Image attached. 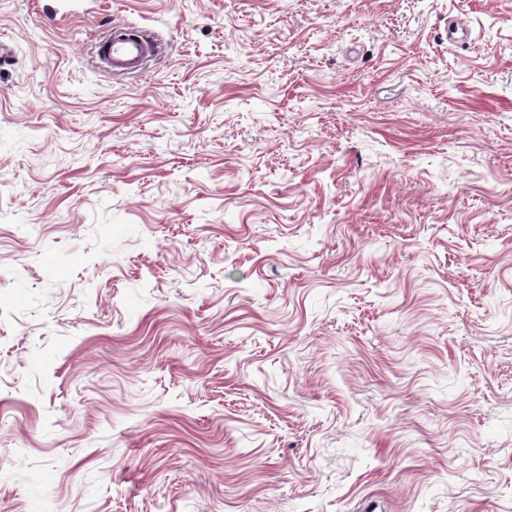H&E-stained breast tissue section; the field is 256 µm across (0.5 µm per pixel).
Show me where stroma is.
Here are the masks:
<instances>
[{"label": "stroma", "instance_id": "35a3bbf8", "mask_svg": "<svg viewBox=\"0 0 512 512\" xmlns=\"http://www.w3.org/2000/svg\"><path fill=\"white\" fill-rule=\"evenodd\" d=\"M73 9L0 0V512H512V0ZM154 50V45L145 39L114 35L106 43L103 62L115 73H128L142 68L144 60Z\"/></svg>", "mask_w": 512, "mask_h": 512}]
</instances>
